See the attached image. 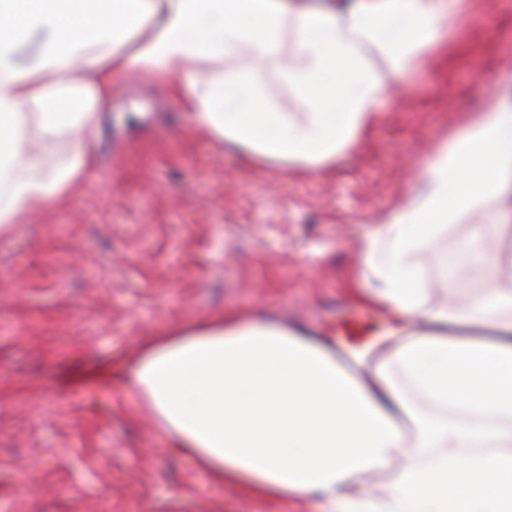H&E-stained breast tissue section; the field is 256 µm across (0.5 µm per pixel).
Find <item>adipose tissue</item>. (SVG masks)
<instances>
[{"mask_svg":"<svg viewBox=\"0 0 512 512\" xmlns=\"http://www.w3.org/2000/svg\"><path fill=\"white\" fill-rule=\"evenodd\" d=\"M446 0H360L295 12L288 0H0V236L83 177L73 152L47 170L36 143L95 137L116 74L173 76L210 63L186 99L198 124L250 161L318 169L377 119L382 88L370 49L406 64L436 43ZM34 45V61L20 48ZM287 51L282 69L309 99L301 118L271 112L242 72ZM512 196V104L495 106L423 168L415 202L364 243L380 282L373 299L410 322L402 340L353 370L297 328L232 313L157 331L138 348L132 391L214 479L251 497L314 496L325 512H512V284L471 241L482 295L432 305L416 257L458 215ZM441 411L491 419L450 426ZM474 449L459 459L457 449ZM394 481L370 489L377 474Z\"/></svg>","mask_w":512,"mask_h":512,"instance_id":"ef3b65f1","label":"adipose tissue"}]
</instances>
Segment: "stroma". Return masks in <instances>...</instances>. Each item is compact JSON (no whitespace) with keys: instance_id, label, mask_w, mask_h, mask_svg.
Segmentation results:
<instances>
[{"instance_id":"35a3bbf8","label":"stroma","mask_w":512,"mask_h":512,"mask_svg":"<svg viewBox=\"0 0 512 512\" xmlns=\"http://www.w3.org/2000/svg\"><path fill=\"white\" fill-rule=\"evenodd\" d=\"M448 2L441 39L403 73L371 50L377 121L320 170L256 165L216 142L149 73L114 75L86 177L0 237V512H322L249 499L177 448L127 384L160 328L225 312L310 330L368 362L408 332L367 295L369 232L414 199L431 155L512 87V0ZM251 83L274 112L310 109L276 62ZM488 200L448 225L417 268L479 294L480 265L448 260ZM358 318L363 333L348 341Z\"/></svg>"}]
</instances>
